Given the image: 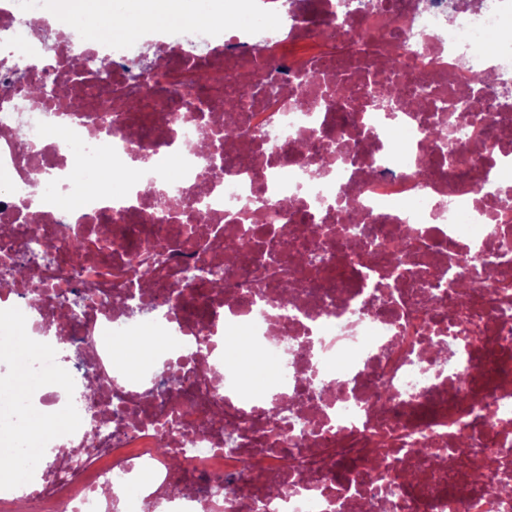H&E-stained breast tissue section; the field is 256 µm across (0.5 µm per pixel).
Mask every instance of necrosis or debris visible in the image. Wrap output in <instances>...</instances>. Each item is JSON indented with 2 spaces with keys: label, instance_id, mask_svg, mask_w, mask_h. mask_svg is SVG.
<instances>
[{
  "label": "necrosis or debris",
  "instance_id": "necrosis-or-debris-1",
  "mask_svg": "<svg viewBox=\"0 0 512 512\" xmlns=\"http://www.w3.org/2000/svg\"><path fill=\"white\" fill-rule=\"evenodd\" d=\"M65 4L0 0V49L15 60L0 66V279L31 272L0 290V370L14 369L15 335L68 337L85 364L63 377L56 360L29 361L9 421L32 476L19 489L0 470V512H512L497 491L512 484V42L499 38L512 0H292L287 30L258 43L248 19L279 0H224L223 15L147 36L102 13L93 46L61 31L49 54L25 41L30 16ZM448 21L457 42L442 37ZM150 44L163 53L147 93L126 65ZM33 60L78 111L51 97L15 111L12 68ZM476 71L491 83L474 85ZM316 72L318 92L271 111V85ZM416 86L430 94L411 109ZM219 112L242 132L238 151ZM20 123L36 146L16 138ZM189 136L208 151L183 148ZM94 165L107 176L92 184ZM36 173L53 178L38 210ZM489 173L495 194H476ZM201 219L220 291L200 258L169 251ZM33 226L49 254L27 247ZM228 237L288 259L297 297L277 274L253 281L245 258L225 264ZM77 238L89 248L74 265ZM453 254L469 263L442 280ZM138 257L157 269L150 324L115 304L138 292ZM477 265L492 285L459 301ZM207 327L223 344L197 347ZM120 336L164 343L161 364L129 375ZM253 351L272 372L260 388ZM98 377L110 390L85 397ZM273 400L307 414L273 422ZM35 441L61 450L53 471L28 459Z\"/></svg>",
  "mask_w": 512,
  "mask_h": 512
}]
</instances>
